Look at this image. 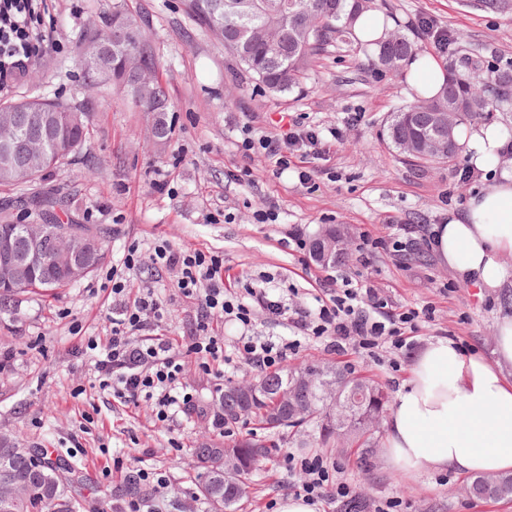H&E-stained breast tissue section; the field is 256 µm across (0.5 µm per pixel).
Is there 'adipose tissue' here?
I'll use <instances>...</instances> for the list:
<instances>
[{
	"mask_svg": "<svg viewBox=\"0 0 512 512\" xmlns=\"http://www.w3.org/2000/svg\"><path fill=\"white\" fill-rule=\"evenodd\" d=\"M500 126H461L458 144L487 173L482 187L448 221L429 228L431 248L480 294L512 295V170L501 159ZM496 360L464 353L438 337L414 357L409 378L385 422L388 468L409 477L422 470L460 475L512 473V308L500 307Z\"/></svg>",
	"mask_w": 512,
	"mask_h": 512,
	"instance_id": "obj_1",
	"label": "adipose tissue"
}]
</instances>
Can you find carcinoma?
Instances as JSON below:
<instances>
[{"instance_id": "cac0c4a2", "label": "carcinoma", "mask_w": 512, "mask_h": 512, "mask_svg": "<svg viewBox=\"0 0 512 512\" xmlns=\"http://www.w3.org/2000/svg\"><path fill=\"white\" fill-rule=\"evenodd\" d=\"M186 14L200 27L215 31L224 39V49L250 72L260 88L277 95L299 83L312 62L332 44H351L354 16L365 9L359 0H184ZM131 30L136 39L131 49L111 55L108 72L98 74L92 63L97 45L110 39L114 21ZM380 50L372 65L397 72L419 51L407 35L389 31L379 40ZM78 59L88 91L115 88L121 100L146 113L151 130L170 136L174 123L166 86L157 76L159 59L145 21L137 14L118 10L104 26H91L76 38ZM470 58L448 67V80L438 96L415 94L406 107L391 114L386 132L391 144L421 164L449 163L456 152H430L427 141L440 135L435 113L459 102L462 108L455 126L473 118L487 119L497 104L468 76ZM495 97L512 91V70H498ZM49 117L43 146L35 149L28 174L15 180L0 173V187L28 195L39 205L52 208L54 202L38 190L46 174L65 168L83 153L91 137L94 113L84 106L60 100L26 97L0 102V142L18 137L24 129L10 122L12 114ZM97 241L102 238L84 224H48V248H53L63 228ZM71 284L68 276L53 265L36 267L16 287L0 288V314L13 313L16 296L25 290L52 291ZM389 395L366 376L355 375L333 365L305 363L288 371L260 375L242 385L224 388L214 412L219 424H232L244 417L260 430L311 437L302 447L357 448L360 467H368L376 425L389 406ZM202 467L198 490L211 512H234L235 504L248 493L246 475L259 461L270 456L267 440L249 433L222 448L194 449ZM7 458L0 471V504L8 512H80L72 494L75 478L68 468L51 461L42 448H22L9 435L0 436V459ZM476 498H512V474L496 480L473 478L466 485Z\"/></svg>"}]
</instances>
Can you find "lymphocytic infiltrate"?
Returning a JSON list of instances; mask_svg holds the SVG:
<instances>
[{"mask_svg": "<svg viewBox=\"0 0 512 512\" xmlns=\"http://www.w3.org/2000/svg\"><path fill=\"white\" fill-rule=\"evenodd\" d=\"M46 0H0V87L18 75L22 62L43 52L49 44L42 28ZM244 153L259 152L276 160L280 169H288L293 159L319 156L324 151L315 130L296 119H289L285 135L247 137L241 143ZM150 261L157 268H175L180 272L177 286L182 295L201 296V320L214 316L233 318L250 326L255 313L282 320L295 333L294 340L283 343L270 338L241 334L235 346L239 357L265 372L278 370L296 350L301 339H316L331 352L352 346L373 361H380L383 350L408 351L420 332L419 312L393 310L389 298L368 282L360 281L335 287L333 275H326L324 295L316 311L292 306L284 297L272 296L263 287L245 286L239 299L224 294V262L204 253L175 251L155 247ZM165 309L154 292L140 289L127 303L120 316L113 319L111 336L96 351L94 372L100 390L111 391L114 399L134 403L147 398L153 404L157 420L167 421L175 410L195 406V396L182 383L186 356L200 362L226 361L224 341L196 333L190 336L185 351H176L164 336L145 337V330L161 323ZM288 479L282 484L284 494L302 496L312 503L326 499L347 501L356 491L340 480L339 467L331 458L315 454H288L279 461ZM135 481L143 494H129L120 512H193L190 505L169 497L165 473L153 468H139Z\"/></svg>", "mask_w": 512, "mask_h": 512, "instance_id": "1", "label": "lymphocytic infiltrate"}]
</instances>
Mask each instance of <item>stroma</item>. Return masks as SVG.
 Here are the masks:
<instances>
[{"label":"stroma","mask_w":512,"mask_h":512,"mask_svg":"<svg viewBox=\"0 0 512 512\" xmlns=\"http://www.w3.org/2000/svg\"><path fill=\"white\" fill-rule=\"evenodd\" d=\"M121 1L149 25L161 60L159 76L176 109L175 130L166 144H155L143 114L113 100L96 109L88 157H76L67 170L42 181L44 195L65 202L52 210L53 221L105 227L109 233L93 273L50 292L23 293L16 313L0 315V434H12L26 448L50 449L54 459L87 477L94 512H116L128 473L142 464L166 472L170 495L193 500L199 473L193 448L224 440L202 409L212 404L218 383L241 382L257 371L237 360L218 379L189 361L183 382L199 409L166 422L156 421L151 402L122 403L101 391L86 346L108 340L111 320L127 302L104 283L132 246L142 261L127 273L130 289H153L167 310L160 333L184 343L196 328L199 303L179 292L178 270L154 268L149 260L154 247L220 256L229 292L265 275L272 288L290 289L293 303L313 310L325 269L304 263L288 235L298 232L308 242L335 227L351 245L335 264L338 278L371 280L399 311L433 307L418 344L448 336L465 350L492 357L497 298L478 297L429 254L402 264L391 250L379 248L369 264L358 260L361 238L395 239L404 224L444 223L482 179L458 181L459 168L468 164L465 157L451 166L426 168L393 147L387 122L412 101L414 91L405 74L372 71L368 56L356 47H329L299 87L272 96L232 64L221 37L188 18L182 0H48L43 25L50 42L42 57L50 66L26 82H13L0 91V99L39 95L85 103L76 37L89 24L111 17ZM383 2L384 12L441 65L466 56L501 69L512 66V9L481 8L477 0ZM424 18L452 36L447 50H438L421 31ZM285 113L323 134L324 155L303 167L312 176L306 184L298 179L302 167L282 171L274 160L240 149L245 137L279 132ZM244 168L252 176L241 182L236 175ZM269 201L277 206L276 223H255L254 211ZM308 359L371 377L393 396L408 377L412 357L398 356L395 371L355 348L337 354L305 340L287 362ZM117 455L123 463L119 471L113 467ZM335 460L341 479L356 485L370 505L396 498L402 512H512V499L467 497L462 476L445 484L432 471L395 476L380 447L367 472L350 454ZM279 481L276 460L260 463L249 477L252 495L238 512H267L268 503L282 497Z\"/></svg>","instance_id":"35a3bbf8"}]
</instances>
